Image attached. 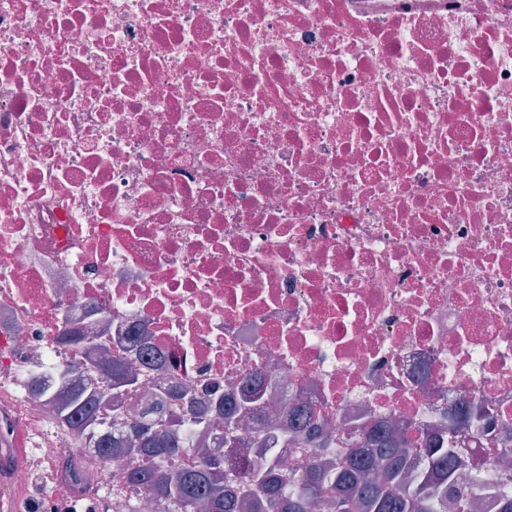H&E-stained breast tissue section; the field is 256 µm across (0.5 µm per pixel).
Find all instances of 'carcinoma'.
<instances>
[{
	"mask_svg": "<svg viewBox=\"0 0 512 512\" xmlns=\"http://www.w3.org/2000/svg\"><path fill=\"white\" fill-rule=\"evenodd\" d=\"M101 373L126 394L139 384V368L122 359L101 366ZM99 403L98 388L79 385L63 421L105 460L116 462L130 452L144 458V466L119 472L116 490L140 488L165 501L169 512H197L200 507L206 512H313L316 505L326 512H478L487 496L496 498L498 512H512L508 458L482 480H458L457 428H479L468 404L459 411L458 427L448 428L446 436L411 438L406 425L393 420L378 433L363 430L350 441L324 437L305 410L285 402L281 411L288 427L283 437L303 456L300 471L293 474L275 452L243 446L240 424L254 401L245 397L235 408L221 402L215 415L223 421L224 445L241 461L239 475L225 470L224 458L205 452L184 468L163 464L190 452L179 425L191 429L210 421L211 415L195 411L189 392L178 396L169 419L153 428L135 423L124 441L103 430Z\"/></svg>",
	"mask_w": 512,
	"mask_h": 512,
	"instance_id": "1",
	"label": "carcinoma"
}]
</instances>
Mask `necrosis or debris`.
I'll return each instance as SVG.
<instances>
[{
  "mask_svg": "<svg viewBox=\"0 0 512 512\" xmlns=\"http://www.w3.org/2000/svg\"><path fill=\"white\" fill-rule=\"evenodd\" d=\"M92 336L71 346L63 333ZM155 352L159 361H148ZM113 435L253 379L324 432L447 427L512 453V0H0V432L15 496L118 512L61 418L115 357ZM276 410L251 447L301 464ZM102 376L115 386V390L128 394L136 390L139 384L140 370L136 365L122 359L112 358L108 366H101Z\"/></svg>",
  "mask_w": 512,
  "mask_h": 512,
  "instance_id": "obj_1",
  "label": "necrosis or debris"
}]
</instances>
